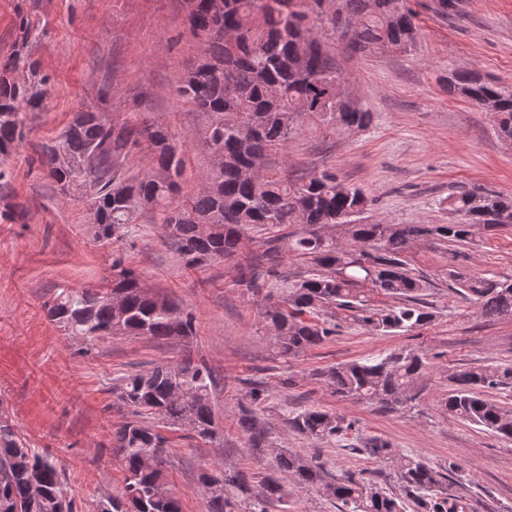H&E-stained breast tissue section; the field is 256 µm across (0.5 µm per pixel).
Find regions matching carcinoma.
Wrapping results in <instances>:
<instances>
[{"label": "carcinoma", "mask_w": 512, "mask_h": 512, "mask_svg": "<svg viewBox=\"0 0 512 512\" xmlns=\"http://www.w3.org/2000/svg\"><path fill=\"white\" fill-rule=\"evenodd\" d=\"M191 34L209 45L206 56L187 73L176 93L210 120L200 146L210 166L199 188L174 205L185 169L182 150L160 126L107 123L97 112L73 113L59 140L47 143L40 162L46 177L63 195L90 192L92 223L109 238L133 223L138 208L163 213L166 236L185 264L198 268L230 258L246 245V234L299 224L302 232L267 236L263 251L241 267L238 284L252 295L273 299L283 255L311 264L308 274L288 283L281 299L267 306L263 319L273 330L278 353L295 357L336 334V325L320 312L336 308L380 334L409 333L436 318L426 301L430 283L408 268L405 253L421 240L434 238L464 245L478 227L495 232L512 225V197L468 190L448 196L446 224L364 223V192L339 180L331 171L306 180L291 178L288 169H251L293 138L306 116L327 128L361 129L371 113L349 94L326 95L329 84L344 77L323 48L322 30H336V15L347 23V47L359 54L408 51L419 29L414 0H185ZM242 27L245 35L231 45L226 32ZM16 51L0 66V156H10L25 138V114L46 107L47 79ZM448 93L493 115L499 134L512 140V83L504 84L467 68L448 70ZM150 151L145 170L135 178L124 169L132 153ZM63 151L71 166H55ZM106 291L66 288L45 304L47 318L69 336H148L188 339L194 315L161 293H153L140 275L119 260ZM453 290L489 319H512V276H472L450 270ZM396 300L386 308L366 303L365 287ZM428 354L404 349L373 362L352 361L319 373L333 393L384 407L401 406L425 391ZM451 390L439 400L453 419L476 425L512 440V411L484 397L487 389L512 385V365L465 367L448 375ZM216 378L204 361L156 366L121 378L120 403L134 415L154 414L169 427H183L194 438L213 442L219 436L213 411ZM265 391L252 387L238 404V426L248 448L269 455L275 474L259 490L237 472L208 469L200 474L206 512H269L289 498L287 484L319 485L342 512H478L462 493L447 491L448 474L459 469L433 465L397 453L377 436L354 447L374 462L395 459L400 494L387 493L353 473L327 476L320 457L306 458L278 446L257 415ZM288 431L313 441L329 440L351 429L335 414L304 409L286 419ZM124 470L123 493L95 501L93 512H182L180 500L164 487L161 466L168 438L160 429L128 420L116 432ZM77 512L62 488L56 464L28 448L12 421L0 417V512Z\"/></svg>", "instance_id": "obj_1"}]
</instances>
